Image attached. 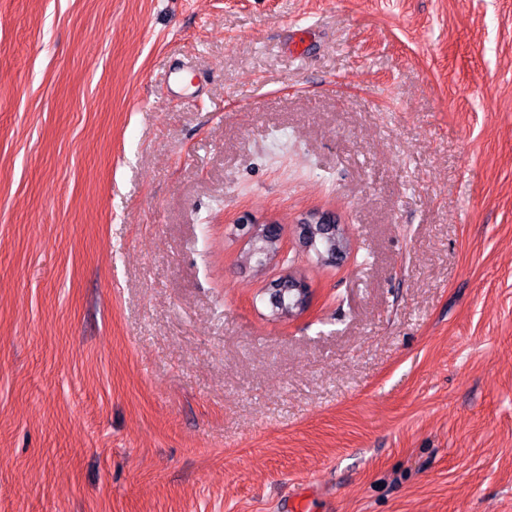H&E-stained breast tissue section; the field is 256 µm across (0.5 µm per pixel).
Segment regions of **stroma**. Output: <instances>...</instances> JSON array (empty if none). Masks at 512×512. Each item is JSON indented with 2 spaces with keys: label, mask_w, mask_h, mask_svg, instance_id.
I'll return each mask as SVG.
<instances>
[{
  "label": "stroma",
  "mask_w": 512,
  "mask_h": 512,
  "mask_svg": "<svg viewBox=\"0 0 512 512\" xmlns=\"http://www.w3.org/2000/svg\"><path fill=\"white\" fill-rule=\"evenodd\" d=\"M0 512H512V0H0ZM341 220L336 216L335 213L328 210L312 209L301 215L298 220L299 228L301 230L300 235L302 236L303 242H305L304 228L306 224H340L344 236L348 239L349 245L347 251L350 249L349 232L346 224H341ZM302 244L304 245V243ZM307 249V247L304 245Z\"/></svg>",
  "instance_id": "35a3bbf8"
}]
</instances>
